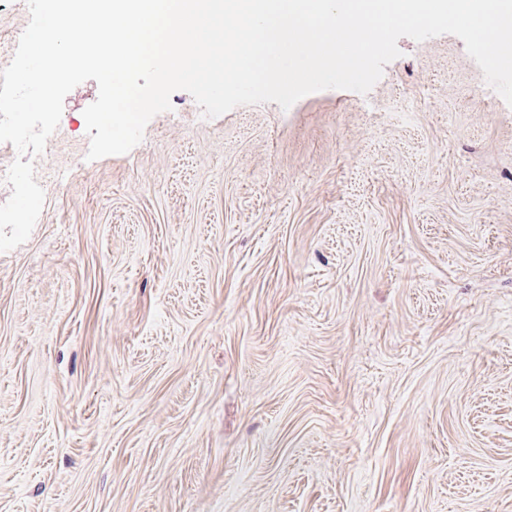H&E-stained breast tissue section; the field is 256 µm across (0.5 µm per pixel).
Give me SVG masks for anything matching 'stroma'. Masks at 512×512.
Here are the masks:
<instances>
[{
	"instance_id": "1",
	"label": "stroma",
	"mask_w": 512,
	"mask_h": 512,
	"mask_svg": "<svg viewBox=\"0 0 512 512\" xmlns=\"http://www.w3.org/2000/svg\"><path fill=\"white\" fill-rule=\"evenodd\" d=\"M398 48L95 161L66 96L0 253V512H512V107Z\"/></svg>"
}]
</instances>
